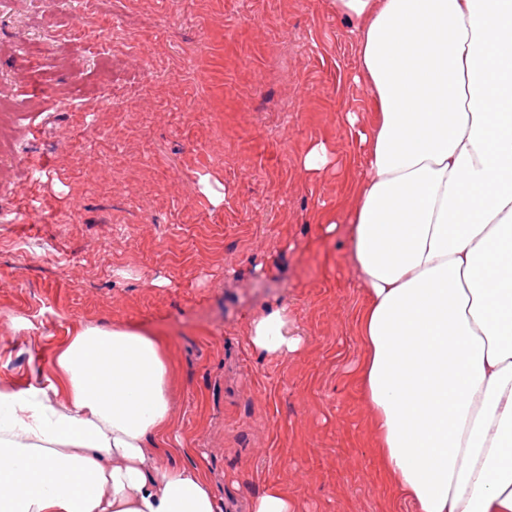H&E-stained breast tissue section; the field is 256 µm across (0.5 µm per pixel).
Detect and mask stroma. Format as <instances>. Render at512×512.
I'll list each match as a JSON object with an SVG mask.
<instances>
[{"mask_svg": "<svg viewBox=\"0 0 512 512\" xmlns=\"http://www.w3.org/2000/svg\"><path fill=\"white\" fill-rule=\"evenodd\" d=\"M333 0H0V384L51 371L69 324L165 336V462L219 512L275 482L304 512H414L384 476L356 370L367 294L345 231L371 124ZM325 143L338 161L304 171ZM284 305L304 340L249 344ZM247 337L254 350L273 359H286L302 347L301 337L290 327L286 306L255 314L248 323Z\"/></svg>", "mask_w": 512, "mask_h": 512, "instance_id": "35a3bbf8", "label": "stroma"}]
</instances>
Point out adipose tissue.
<instances>
[{
    "label": "adipose tissue",
    "mask_w": 512,
    "mask_h": 512,
    "mask_svg": "<svg viewBox=\"0 0 512 512\" xmlns=\"http://www.w3.org/2000/svg\"><path fill=\"white\" fill-rule=\"evenodd\" d=\"M379 105L347 225L367 294L358 377L380 463L416 512H512V0H335ZM53 375L0 385V512H217L200 468L164 466L166 338L76 324ZM250 346L285 359L288 309Z\"/></svg>",
    "instance_id": "1"
}]
</instances>
